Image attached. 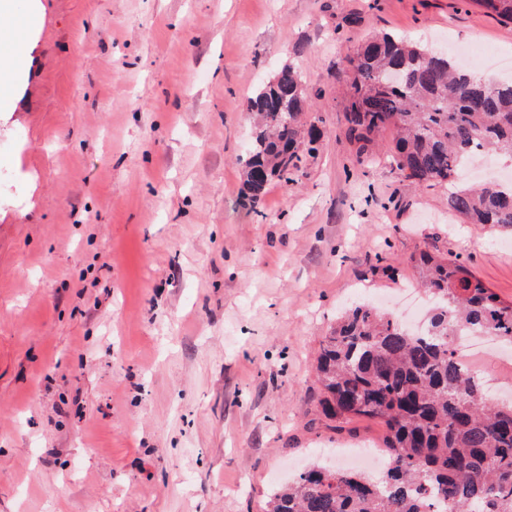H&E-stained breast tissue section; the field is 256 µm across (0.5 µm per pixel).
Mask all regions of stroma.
I'll use <instances>...</instances> for the list:
<instances>
[{
    "instance_id": "1",
    "label": "stroma",
    "mask_w": 512,
    "mask_h": 512,
    "mask_svg": "<svg viewBox=\"0 0 512 512\" xmlns=\"http://www.w3.org/2000/svg\"><path fill=\"white\" fill-rule=\"evenodd\" d=\"M0 107V512H265L273 488L384 426L319 422L345 306L460 259L512 302V235L342 133L346 58L458 42L492 80L512 23L474 0H15ZM322 132L293 183L239 204L253 90L283 65ZM394 277L371 278L377 257Z\"/></svg>"
}]
</instances>
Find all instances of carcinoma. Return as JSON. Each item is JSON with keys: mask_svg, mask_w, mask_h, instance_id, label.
Instances as JSON below:
<instances>
[{"mask_svg": "<svg viewBox=\"0 0 512 512\" xmlns=\"http://www.w3.org/2000/svg\"><path fill=\"white\" fill-rule=\"evenodd\" d=\"M474 2L512 23V0ZM349 66L344 135L357 145V162L368 161L377 134L393 125L392 168L419 186H447L448 211L463 223L512 233V188L457 183L472 156L512 155V79L487 84L446 51L389 33L362 43ZM311 106L290 64L250 98L257 128L243 204L256 208L272 180H294L317 150L321 133L303 122ZM412 262L433 300L424 332L359 303L336 321L316 361L326 421H384V475L313 466L276 489L266 512H512V403L491 401L452 347L471 332L512 341V303L457 260L422 252Z\"/></svg>", "mask_w": 512, "mask_h": 512, "instance_id": "1", "label": "carcinoma"}]
</instances>
